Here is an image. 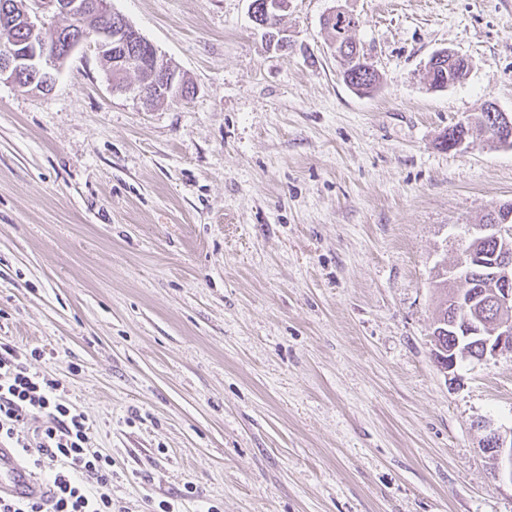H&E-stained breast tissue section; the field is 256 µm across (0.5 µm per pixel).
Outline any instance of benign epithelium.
Wrapping results in <instances>:
<instances>
[{"label":"benign epithelium","mask_w":512,"mask_h":512,"mask_svg":"<svg viewBox=\"0 0 512 512\" xmlns=\"http://www.w3.org/2000/svg\"><path fill=\"white\" fill-rule=\"evenodd\" d=\"M106 7L102 0H27L22 20L31 31L25 47H10L0 53V82L17 84L23 77L33 84L52 76L57 69V51L49 48L44 34H49L57 44H65L69 53L84 46H94L105 59L111 71L126 73L136 67H152L155 82H171L173 76L159 66V55L148 46L147 55L140 49H131L127 40H119L126 30L120 16L90 34L83 32L84 19ZM58 16L67 19L68 27L55 29L50 21ZM491 142L499 148L512 149V115L500 112L496 116ZM453 239L459 245L460 258L472 267L488 272L493 279V292L489 297L471 294L468 300L456 297L448 303V317L438 323V332L450 334L467 341L479 340V351L454 348L435 351L438 366L449 374L460 358L483 362L503 351L512 350V203L497 209L489 224H465L455 226ZM480 238L495 245L494 252L474 255L466 249L469 241ZM484 452L493 463L494 474L512 484V428L503 432L488 429L483 439Z\"/></svg>","instance_id":"obj_1"}]
</instances>
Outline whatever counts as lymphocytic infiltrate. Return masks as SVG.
<instances>
[{"mask_svg":"<svg viewBox=\"0 0 512 512\" xmlns=\"http://www.w3.org/2000/svg\"><path fill=\"white\" fill-rule=\"evenodd\" d=\"M63 392L58 380L0 343V442L19 449L50 492L45 499H0V512H115L112 458L92 448L85 415Z\"/></svg>","mask_w":512,"mask_h":512,"instance_id":"1","label":"lymphocytic infiltrate"}]
</instances>
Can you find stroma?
<instances>
[{
	"mask_svg": "<svg viewBox=\"0 0 512 512\" xmlns=\"http://www.w3.org/2000/svg\"><path fill=\"white\" fill-rule=\"evenodd\" d=\"M189 99L114 91L92 49L49 91L0 83V341L58 380L124 512H512L481 451L512 351L434 359L455 225L512 202V0H110ZM380 74L344 83L322 18ZM448 49L466 76L430 88ZM343 11L344 9L340 7L333 8L323 17L322 23H325L326 20L333 21L336 15L342 13ZM352 23L354 27H351ZM355 28H357L356 21L353 20L351 14L348 17L345 16L343 19L336 17L335 22L330 27L324 28V30L327 32V35L331 41L341 39V42H346L347 44H356L351 36V33ZM494 119L496 120L491 142L499 148L512 149V115L499 112Z\"/></svg>",
	"mask_w": 512,
	"mask_h": 512,
	"instance_id": "35a3bbf8",
	"label": "stroma"
}]
</instances>
